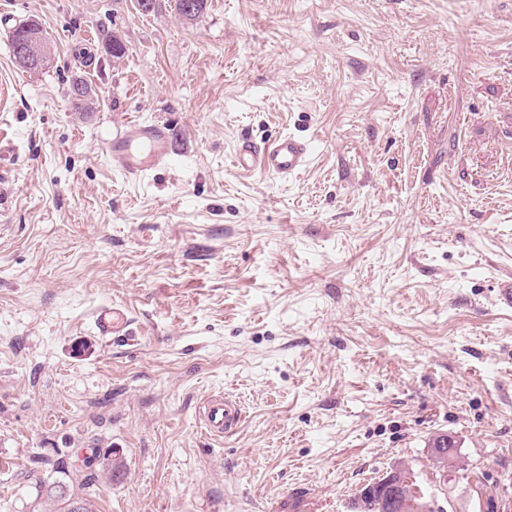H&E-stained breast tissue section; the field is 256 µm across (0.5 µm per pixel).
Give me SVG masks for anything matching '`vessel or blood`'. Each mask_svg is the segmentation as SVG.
Returning <instances> with one entry per match:
<instances>
[{
  "instance_id": "vessel-or-blood-1",
  "label": "vessel or blood",
  "mask_w": 512,
  "mask_h": 512,
  "mask_svg": "<svg viewBox=\"0 0 512 512\" xmlns=\"http://www.w3.org/2000/svg\"><path fill=\"white\" fill-rule=\"evenodd\" d=\"M172 151V132L167 123L132 119L107 142L105 153L112 167L128 177L138 178L166 165ZM313 146L294 134L279 133L257 141L241 136L233 155V165L244 174H261L288 178L299 174L311 162ZM101 335L125 336L130 320L118 307L101 308L95 315ZM204 429L220 437L240 424L237 402L224 395L207 398L199 409Z\"/></svg>"
}]
</instances>
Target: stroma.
I'll return each instance as SVG.
<instances>
[{
    "instance_id": "35a3bbf8",
    "label": "stroma",
    "mask_w": 512,
    "mask_h": 512,
    "mask_svg": "<svg viewBox=\"0 0 512 512\" xmlns=\"http://www.w3.org/2000/svg\"><path fill=\"white\" fill-rule=\"evenodd\" d=\"M0 84V512L64 471L95 512H350L403 463L435 512H512V0H0ZM133 118L174 134L136 180ZM280 132L301 175L235 170ZM38 24L30 22L29 25L24 27V30L19 37L15 39V45L17 52V59L24 63H19L22 68L35 69L25 64H30L35 67H39L44 63L48 57L49 50L45 43L42 41L40 34L37 31ZM172 138L171 128L165 122L131 119L106 143L105 153L115 170L140 178L166 165ZM312 143L294 134L279 133L256 141L242 135L233 155V166L244 174H261L283 179L293 177L312 161ZM95 324L102 336H128L130 320L126 312L118 307L108 306L99 309ZM199 418L210 435L222 437L239 426L241 413L235 400L220 394L212 395L203 402Z\"/></svg>"
}]
</instances>
